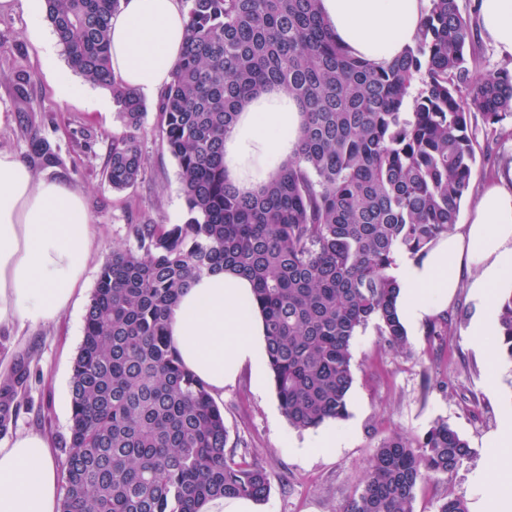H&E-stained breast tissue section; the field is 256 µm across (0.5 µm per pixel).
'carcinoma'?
Instances as JSON below:
<instances>
[{"mask_svg": "<svg viewBox=\"0 0 512 512\" xmlns=\"http://www.w3.org/2000/svg\"><path fill=\"white\" fill-rule=\"evenodd\" d=\"M187 44L156 105L175 158L187 219L132 224L135 246L104 262L73 361L71 426L62 442L60 512H200L217 497L267 500L256 458L226 450L224 412L172 349L169 313L190 282L219 269L246 274L265 327L267 371L289 424L317 429L348 417L352 346L374 321L401 352L396 254L417 253L457 224L476 157L467 113L512 120V68L486 78L458 0H430L417 41L391 62L355 57L319 0H185ZM70 69L109 90L120 130L103 162L112 190L145 170L141 95L109 67L120 0H44ZM32 81L14 73L25 102ZM266 87L298 99L305 122L295 158L244 193L224 176V137ZM44 165L47 140L31 144ZM489 342L512 360V293ZM30 375L22 357L0 381V436L15 422ZM473 454L442 421L421 438L384 437L362 490L342 512H415L416 487Z\"/></svg>", "mask_w": 512, "mask_h": 512, "instance_id": "1", "label": "carcinoma"}]
</instances>
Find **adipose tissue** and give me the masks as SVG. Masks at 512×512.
Here are the masks:
<instances>
[{
    "label": "adipose tissue",
    "instance_id": "ef3b65f1",
    "mask_svg": "<svg viewBox=\"0 0 512 512\" xmlns=\"http://www.w3.org/2000/svg\"><path fill=\"white\" fill-rule=\"evenodd\" d=\"M429 0H321L337 39L368 61L389 62L414 44ZM483 33L512 55V0H481ZM183 0H122L112 18L110 66L120 83L140 94L160 93L186 42ZM302 107L288 93H261L224 139V167L240 190L254 191L295 155ZM93 219L84 195L70 183L37 176L17 153L0 147V328L52 324L85 289L94 248ZM512 272V190L487 186L469 223L442 235L425 254L402 257L393 274L405 329L444 314L460 284L490 298ZM252 284L226 271L196 278L172 310L169 337L185 367L224 395L244 365L265 356L262 319ZM487 446L496 488L482 512H512V411L504 413ZM61 473L51 443L26 431L0 442V512H59Z\"/></svg>",
    "mask_w": 512,
    "mask_h": 512
}]
</instances>
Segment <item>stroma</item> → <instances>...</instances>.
Listing matches in <instances>:
<instances>
[{
	"mask_svg": "<svg viewBox=\"0 0 512 512\" xmlns=\"http://www.w3.org/2000/svg\"><path fill=\"white\" fill-rule=\"evenodd\" d=\"M51 25L34 37L24 11L0 15V110L10 123L0 127V147L31 160L32 141L45 139L59 162L36 165L38 174L67 180L80 189L94 220L95 245L86 271L85 290L75 306L55 324L28 331L25 345L0 331V362L30 359L26 403L15 430L36 429L53 442L56 460H63L59 441L71 425V375L83 338L84 316L101 267L114 248L132 244L133 224H180L186 217L177 163L162 144L154 118L143 130L145 171L134 187L116 192L102 165L113 132L118 129L111 94L84 83L70 70ZM33 74L27 103L15 99L10 84L14 71ZM64 77L82 89L74 100L60 99L55 80ZM476 163L471 192L462 203L460 223H468L482 189L502 182L512 189V123L491 126L480 113L470 115ZM481 304L468 286L458 288L448 305L447 335H429L420 326L409 337V349L394 352L375 324L359 331L353 346V384L349 415L336 424L338 448L323 455L303 454L317 430L299 431L284 415L274 388L256 389L252 367L241 369L224 388L227 445L249 451L265 466L270 495L259 512H341L361 488L362 470L377 442L393 431L423 437L436 422L447 421L475 448V455L456 471L440 474L416 489V512H437L441 498H463L475 508L495 480L487 458L486 440L506 408L512 407V361L499 358L489 367L474 350L470 332Z\"/></svg>",
	"mask_w": 512,
	"mask_h": 512,
	"instance_id": "35a3bbf8",
	"label": "stroma"
}]
</instances>
